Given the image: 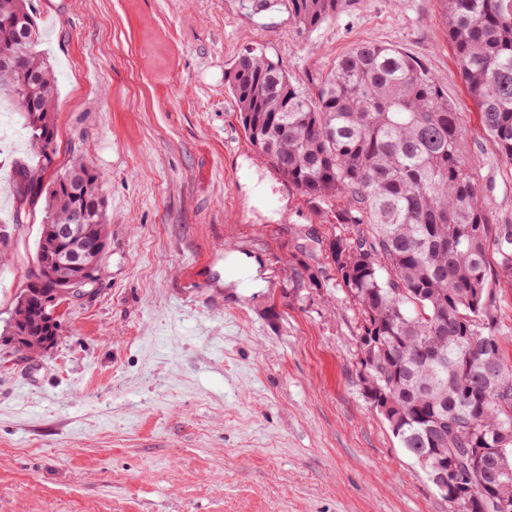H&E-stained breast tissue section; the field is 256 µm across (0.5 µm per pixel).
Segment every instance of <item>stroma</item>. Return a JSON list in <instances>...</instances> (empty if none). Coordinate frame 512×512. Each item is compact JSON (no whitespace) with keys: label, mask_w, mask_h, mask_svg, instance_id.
Returning a JSON list of instances; mask_svg holds the SVG:
<instances>
[{"label":"stroma","mask_w":512,"mask_h":512,"mask_svg":"<svg viewBox=\"0 0 512 512\" xmlns=\"http://www.w3.org/2000/svg\"><path fill=\"white\" fill-rule=\"evenodd\" d=\"M58 76L53 169L85 156L110 240L94 292L40 354L8 331L40 218L0 265V512H448L362 394L357 315L325 249L334 210L247 140L226 75L257 51L311 90L353 45L443 80L492 224L512 166L479 124L441 0H350L305 31L276 0H33ZM13 165L40 164L0 104ZM254 265L236 275L228 258Z\"/></svg>","instance_id":"obj_1"}]
</instances>
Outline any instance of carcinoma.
I'll list each match as a JSON object with an SVG mask.
<instances>
[{
    "label": "carcinoma",
    "mask_w": 512,
    "mask_h": 512,
    "mask_svg": "<svg viewBox=\"0 0 512 512\" xmlns=\"http://www.w3.org/2000/svg\"><path fill=\"white\" fill-rule=\"evenodd\" d=\"M441 2L483 131L512 164V0ZM346 5L286 0L308 31ZM39 36L32 0H0V99L17 101L48 166L58 78ZM229 82L249 143L303 196L343 203L325 253L357 311L364 397L426 476L441 474L448 512H512V370L494 299L496 282L512 274V225L485 217L440 80L401 51L364 42L314 93L261 53L238 57ZM40 202L35 260L10 325L31 353L57 335L53 308L68 282L99 274L108 246L102 184L84 157L47 184L43 169L16 162L14 209L27 204L31 218ZM77 212L97 249L60 273L48 228Z\"/></svg>",
    "instance_id": "1"
}]
</instances>
